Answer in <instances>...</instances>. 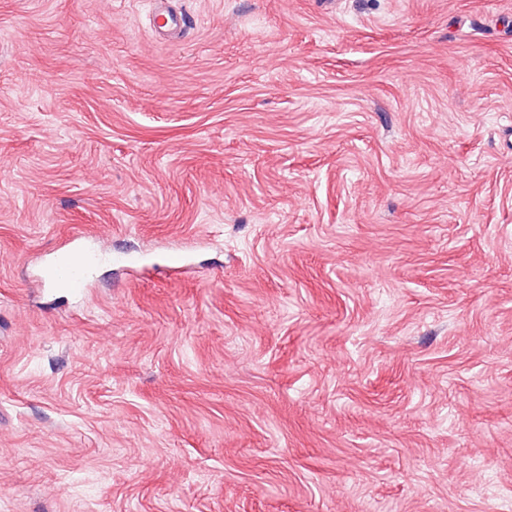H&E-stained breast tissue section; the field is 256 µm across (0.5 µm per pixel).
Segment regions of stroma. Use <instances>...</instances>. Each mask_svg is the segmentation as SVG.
Returning <instances> with one entry per match:
<instances>
[{
	"instance_id": "35a3bbf8",
	"label": "stroma",
	"mask_w": 512,
	"mask_h": 512,
	"mask_svg": "<svg viewBox=\"0 0 512 512\" xmlns=\"http://www.w3.org/2000/svg\"><path fill=\"white\" fill-rule=\"evenodd\" d=\"M177 2L0 0V512H512V0ZM88 258L81 246L57 250L43 270L44 278L80 294L88 286Z\"/></svg>"
}]
</instances>
